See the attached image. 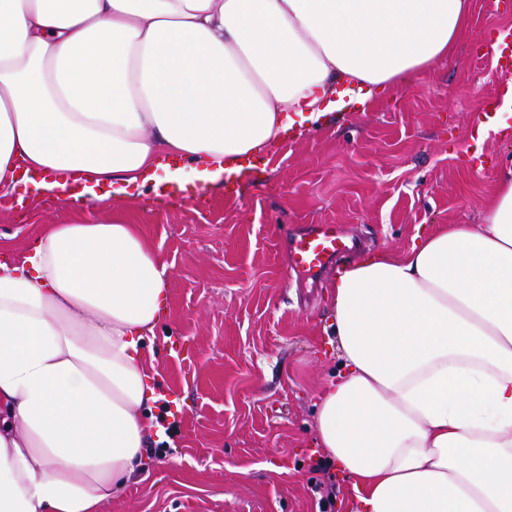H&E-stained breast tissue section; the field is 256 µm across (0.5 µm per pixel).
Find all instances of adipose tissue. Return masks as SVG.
<instances>
[{
	"mask_svg": "<svg viewBox=\"0 0 512 512\" xmlns=\"http://www.w3.org/2000/svg\"><path fill=\"white\" fill-rule=\"evenodd\" d=\"M468 0H0V197L84 203L243 160L448 57ZM182 160L168 170L166 158ZM167 265L131 224L49 225L0 263V512H99L141 466ZM315 404L358 512H512V167L479 223L331 284Z\"/></svg>",
	"mask_w": 512,
	"mask_h": 512,
	"instance_id": "adipose-tissue-1",
	"label": "adipose tissue"
}]
</instances>
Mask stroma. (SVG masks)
Returning <instances> with one entry per match:
<instances>
[{
  "label": "stroma",
  "mask_w": 512,
  "mask_h": 512,
  "mask_svg": "<svg viewBox=\"0 0 512 512\" xmlns=\"http://www.w3.org/2000/svg\"><path fill=\"white\" fill-rule=\"evenodd\" d=\"M504 27L512 0H470L432 74L255 155L243 181L208 194L82 210L0 198V261L89 214L136 225L168 267V314L146 359L162 380L164 436L102 512H354L356 493L324 463L313 428L337 362L326 332L333 272L290 268L287 244L332 224L352 252L400 257L416 231L478 223L512 165V133L476 135L486 98L512 85L490 51ZM477 141L479 170L460 161Z\"/></svg>",
  "instance_id": "1"
}]
</instances>
